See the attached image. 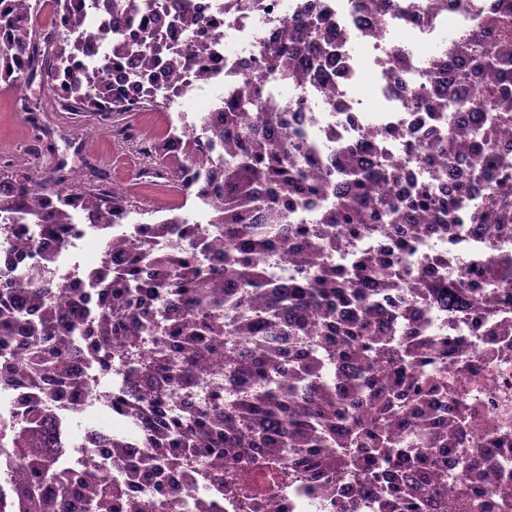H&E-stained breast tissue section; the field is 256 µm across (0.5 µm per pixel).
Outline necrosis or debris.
Here are the masks:
<instances>
[{
  "label": "necrosis or debris",
  "mask_w": 512,
  "mask_h": 512,
  "mask_svg": "<svg viewBox=\"0 0 512 512\" xmlns=\"http://www.w3.org/2000/svg\"><path fill=\"white\" fill-rule=\"evenodd\" d=\"M203 17L214 19L221 32L212 39L211 51L223 64L217 88L232 94L238 78L255 71L265 45L281 39L286 20L313 9L316 0H263L258 10L228 6L226 0H195ZM333 20L334 52L327 61V81L307 80L286 85L266 76L260 85L263 98L286 108L289 130L302 131L319 162L310 170L320 178L331 166L337 145L351 151L371 144L380 146L386 168L393 174L380 183L382 191L404 195L412 184L431 183L436 191L450 195L459 181L446 160L420 158V144L432 140L456 119L442 113L438 119L417 108L414 93L439 66L448 62V42L470 36L480 29L489 12L488 0H436L426 12V0H327ZM408 63L396 68L394 52ZM372 83L373 104H365L361 89ZM10 238L0 237V266L27 275L41 263V248L19 249L25 232L10 227ZM497 242L512 254V239H495L485 224L423 227L411 258L409 279L396 294L402 332L448 338V394L435 406L448 413L458 404L475 411L477 425L460 432L456 445L473 448L481 430H489L495 455L506 477L497 485L502 494L512 493V309L496 318L449 309L422 298L423 281L447 274H468L486 257L487 245ZM63 286L80 270L73 263L75 251H85L89 260H99L101 249L87 221L71 225L62 243L52 245ZM69 465L87 470L107 469L104 449L94 448V433L106 429L108 412L97 394L86 395L79 411L60 407L55 412Z\"/></svg>",
  "instance_id": "obj_1"
}]
</instances>
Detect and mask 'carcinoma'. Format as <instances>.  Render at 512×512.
I'll return each instance as SVG.
<instances>
[{
  "instance_id": "obj_1",
  "label": "carcinoma",
  "mask_w": 512,
  "mask_h": 512,
  "mask_svg": "<svg viewBox=\"0 0 512 512\" xmlns=\"http://www.w3.org/2000/svg\"><path fill=\"white\" fill-rule=\"evenodd\" d=\"M60 24L44 33L32 24L37 0H0V82L21 86L39 69L57 104L81 118L117 120L129 99L113 73L146 89L142 108L157 106L158 74L167 89L188 79L206 84L220 71L206 40L183 41L198 24L193 0H51ZM134 26L124 36L111 21ZM497 41L482 34L448 44V66L460 90L458 126L427 148L457 164L458 142L471 134L476 116L495 113L512 122V0H498L486 19ZM331 16L314 10L283 39L263 51L265 71L285 84L321 75L330 55ZM106 44L93 65L81 61L86 44ZM263 71V72H265ZM263 72L247 75L216 117L202 112L185 138L169 135L146 145L154 176H168L206 205L207 233L178 217L144 224L138 252L123 261L112 255L110 229L130 213L131 201L99 187H62L60 167L33 183L0 166V222L31 224L39 239L62 241L77 210L91 214L103 234L104 255L72 288H59L50 254L32 275L0 269V388H21L29 405L22 419L0 430V512H127L125 491L97 471L63 470V448L52 410L54 384L73 404L85 395L83 364L93 363L105 386L104 406L118 418L141 423L138 466L130 464L129 440L102 434L95 443L134 481L158 493L157 512H216L215 495L236 498L250 512L263 497L298 479L330 512H354L336 493V480L374 487L382 512H440L427 499L431 483L445 492L448 471L457 488V512H512V495L497 496L504 478L497 457L482 442L454 456L462 422L421 424L414 448H399L393 430L429 416L433 396L448 388V370L421 371L422 357L448 354V342L409 343L377 334L392 326L379 300L394 287L396 267L413 253L414 230L425 224H491L512 237V185L498 181L500 159L488 138L473 140L470 179L443 198L425 184L405 197L378 187L377 147L357 159L336 150L341 188L331 178L306 174L316 153L303 137L288 133L284 113L262 98ZM447 88L432 79L415 95L431 114L448 111ZM482 181L483 200L470 203L471 182ZM318 210L314 224H290L287 213ZM387 233L392 248L355 265L332 268L320 260L340 237ZM167 239L159 251L152 240ZM300 240L297 275L278 284L273 305L258 302L272 272L267 257ZM207 254L223 256L224 273L200 265ZM480 279L434 277L420 293L461 312L512 307V276L502 259L489 256ZM35 318H30L28 312ZM224 358V387L203 403L185 402L166 416L165 403L183 399L204 367ZM128 366L129 387L112 386V373ZM221 455L236 461L234 478L200 460Z\"/></svg>"
}]
</instances>
